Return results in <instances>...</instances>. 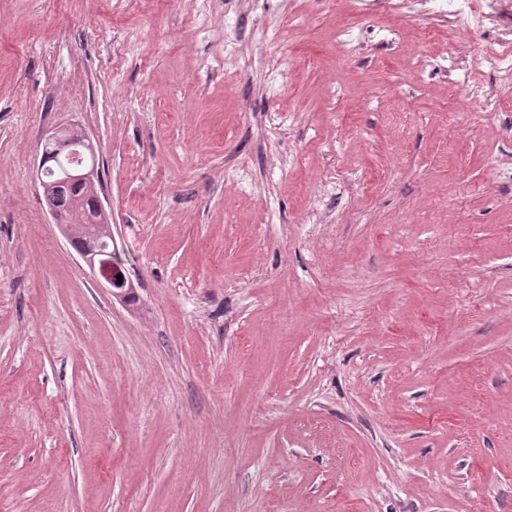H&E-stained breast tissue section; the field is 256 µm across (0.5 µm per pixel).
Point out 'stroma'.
<instances>
[{
	"label": "stroma",
	"instance_id": "35a3bbf8",
	"mask_svg": "<svg viewBox=\"0 0 512 512\" xmlns=\"http://www.w3.org/2000/svg\"><path fill=\"white\" fill-rule=\"evenodd\" d=\"M450 33L428 0H0V512H512V90L469 123L415 78ZM72 120L134 300L36 183ZM69 135H70V139H69V141H67V144H69V143H72L74 145L77 144L82 149L86 148L87 150L96 154L87 135L84 134L81 130H79L78 124H75V123H72L69 126L60 127V128L55 129L54 131H52L48 134V136L46 137L45 140L64 142L68 138ZM78 253L88 264L92 273L102 278L108 288H113V295L125 300L128 288H135L133 282L126 276L122 277V284H118L117 275H121V267L112 260V251H80Z\"/></svg>",
	"mask_w": 512,
	"mask_h": 512
}]
</instances>
